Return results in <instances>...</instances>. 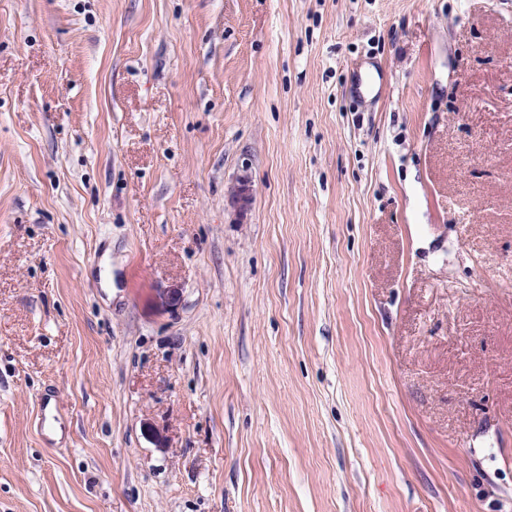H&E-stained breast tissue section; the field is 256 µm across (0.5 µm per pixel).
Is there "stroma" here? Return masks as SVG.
Listing matches in <instances>:
<instances>
[{
  "label": "stroma",
  "mask_w": 512,
  "mask_h": 512,
  "mask_svg": "<svg viewBox=\"0 0 512 512\" xmlns=\"http://www.w3.org/2000/svg\"><path fill=\"white\" fill-rule=\"evenodd\" d=\"M0 512H512V0H0Z\"/></svg>",
  "instance_id": "stroma-1"
}]
</instances>
